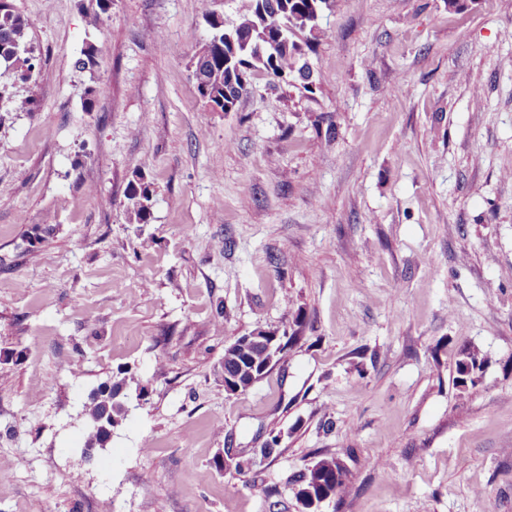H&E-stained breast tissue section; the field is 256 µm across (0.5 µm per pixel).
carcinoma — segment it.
Masks as SVG:
<instances>
[{"label": "carcinoma", "mask_w": 512, "mask_h": 512, "mask_svg": "<svg viewBox=\"0 0 512 512\" xmlns=\"http://www.w3.org/2000/svg\"><path fill=\"white\" fill-rule=\"evenodd\" d=\"M333 0H250L249 9L240 15L237 25L251 33L252 40L238 60L240 66L224 65V56L233 54L230 47L218 52L202 44L191 60L195 84H204L210 90V100L219 108L224 103L240 100L246 90L249 76L254 72L297 74L303 87L309 88L307 75L300 64L302 51L312 50L319 26L314 12L331 10ZM31 22L16 12L8 0H0V77L14 75L21 80L32 78L40 65L28 39ZM103 49L89 45L75 66L86 69L97 65ZM130 218L137 224L149 222L152 202L151 185L141 178L129 181L126 189ZM271 357L267 344L251 342L238 344L224 350V370L230 377H237L240 367L247 368L250 382L256 383L267 374L265 368ZM486 363L485 357L474 348L461 351L456 361L455 386L464 393L476 385ZM120 378L110 385H103L89 396L85 415L89 421L84 447L94 448L105 439L103 427L117 425L127 415L125 403L118 399L116 390L125 388L134 380L125 369ZM296 497L303 503L315 499L321 503L346 492L349 471L342 460L325 455L315 461L297 479Z\"/></svg>", "instance_id": "obj_1"}]
</instances>
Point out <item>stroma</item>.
<instances>
[{
    "label": "stroma",
    "mask_w": 512,
    "mask_h": 512,
    "mask_svg": "<svg viewBox=\"0 0 512 512\" xmlns=\"http://www.w3.org/2000/svg\"><path fill=\"white\" fill-rule=\"evenodd\" d=\"M10 2L42 67L0 93V512H302L324 455L351 490L319 512H512V0H336L312 91L256 72L231 112L200 0ZM256 329L299 340L229 394ZM126 368L145 395L72 477ZM152 190L149 183L141 178L129 181L126 189V198L128 200V210L130 218L137 224H146L149 222L151 213ZM277 339V336L273 338L270 343L267 344L263 342H251L247 344H238L232 348L227 347L224 350V370L225 373L233 377L234 379L228 377L229 386L231 393H243L248 391L252 384L245 385L242 384L236 377L238 376V370L240 368V364H242L245 368H247L246 374H250V382L253 385L259 380L263 379L268 371H265L267 366V362L269 361L272 352L268 351L269 349H274L273 343ZM277 352L271 357V364L274 361ZM225 373H224V387L227 390L225 383ZM485 363V357L478 350L467 348L461 351L460 358L456 361L455 378V386L461 393L466 392L469 386L476 385Z\"/></svg>",
    "instance_id": "obj_1"
}]
</instances>
